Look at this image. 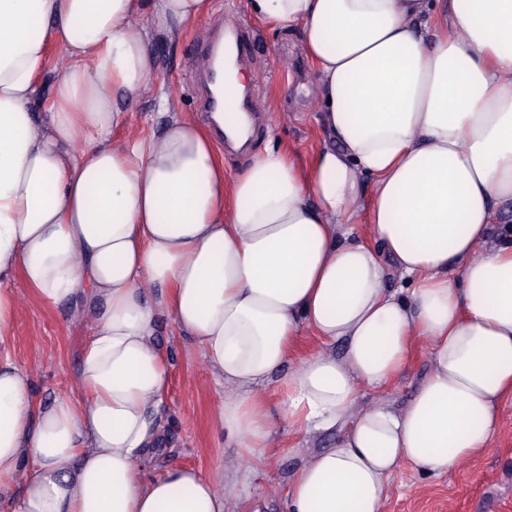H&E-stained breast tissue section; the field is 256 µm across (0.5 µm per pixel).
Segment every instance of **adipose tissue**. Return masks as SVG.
<instances>
[{"label": "adipose tissue", "instance_id": "obj_1", "mask_svg": "<svg viewBox=\"0 0 512 512\" xmlns=\"http://www.w3.org/2000/svg\"><path fill=\"white\" fill-rule=\"evenodd\" d=\"M247 7L297 33L312 66L325 143L310 165L271 145L229 172L221 141L242 138L220 112L113 138L153 42L212 0H0V512H235L272 453L274 380L289 427L337 432L292 473L286 512H384L404 465L442 473L489 449L512 398V235L494 233L512 204V0ZM17 278L89 323L76 393L46 407L14 353ZM163 317L226 390L216 427L245 454L218 475L145 465L169 385ZM307 333L321 346L302 354ZM419 342L430 370L406 405L361 407ZM60 59L58 49L51 45L49 47L48 56L46 60V64L44 70L40 76V82L43 88V100L39 106L34 108V112H39V114H43L46 111L47 107L51 103V97L53 95L54 89V81L58 73V62Z\"/></svg>", "mask_w": 512, "mask_h": 512}]
</instances>
